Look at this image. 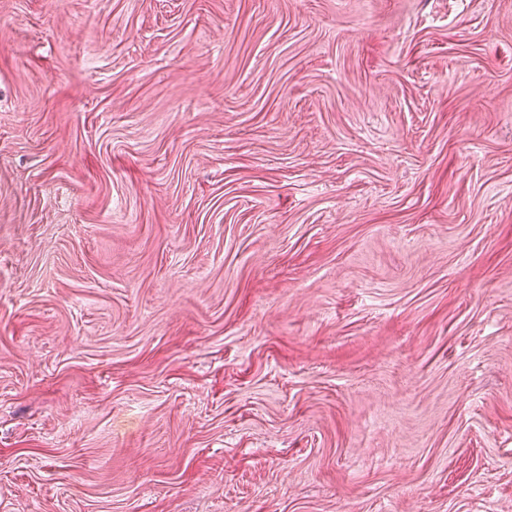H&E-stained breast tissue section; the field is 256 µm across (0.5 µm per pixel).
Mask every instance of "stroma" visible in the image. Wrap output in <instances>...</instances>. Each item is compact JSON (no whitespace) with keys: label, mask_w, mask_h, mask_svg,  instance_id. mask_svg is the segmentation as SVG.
Wrapping results in <instances>:
<instances>
[{"label":"stroma","mask_w":512,"mask_h":512,"mask_svg":"<svg viewBox=\"0 0 512 512\" xmlns=\"http://www.w3.org/2000/svg\"><path fill=\"white\" fill-rule=\"evenodd\" d=\"M0 512H512V0H0Z\"/></svg>","instance_id":"obj_1"}]
</instances>
